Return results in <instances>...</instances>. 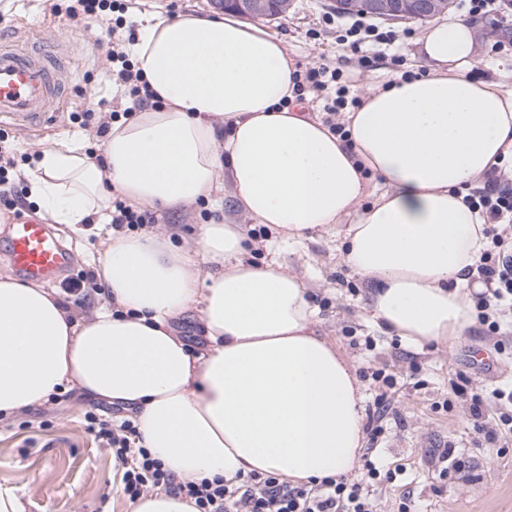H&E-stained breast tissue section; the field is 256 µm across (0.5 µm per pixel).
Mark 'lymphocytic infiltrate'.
Returning a JSON list of instances; mask_svg holds the SVG:
<instances>
[{"label": "lymphocytic infiltrate", "instance_id": "lymphocytic-infiltrate-1", "mask_svg": "<svg viewBox=\"0 0 512 512\" xmlns=\"http://www.w3.org/2000/svg\"><path fill=\"white\" fill-rule=\"evenodd\" d=\"M107 60L116 83L131 102L130 108L113 111V119L130 117L136 106H159V98L135 70L123 39L113 41ZM487 178V186L468 194L465 201L478 210L486 224V243L476 264L483 288L475 299L479 323L495 334L500 330V318L512 310V240L504 234L505 226L512 224V191L498 188L496 173H488ZM367 378L375 390L366 425L373 446L365 450L361 471L352 479L326 477L294 486L280 475L254 472L234 482L221 478L181 482L143 447L133 419L114 421L89 411L85 414L86 430L122 466L123 490L133 500L150 490L163 489L193 500L197 512H377L383 489L398 475L397 470L384 465L374 447L387 431L386 420L392 410L389 393L395 383L380 369L368 373ZM454 395L468 406L475 451L494 448L502 453L512 446V413L501 412L494 423L485 416L488 398L512 404V391L497 389L487 395L478 388L463 386Z\"/></svg>", "mask_w": 512, "mask_h": 512}]
</instances>
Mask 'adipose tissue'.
<instances>
[{
	"label": "adipose tissue",
	"instance_id": "1",
	"mask_svg": "<svg viewBox=\"0 0 512 512\" xmlns=\"http://www.w3.org/2000/svg\"><path fill=\"white\" fill-rule=\"evenodd\" d=\"M130 55L162 107L112 123L105 166L75 139L37 153L22 174L38 212L76 232L93 215L107 224L116 195L218 212L227 183L269 230L267 256L252 260L244 225L222 221L180 246L114 234L96 269L106 296L81 316L0 275V414L76 388L131 411L181 481L350 474L364 446L356 368L319 335L308 283L279 254L339 240L375 325L416 347L455 344L473 324L465 285L485 240L464 198L512 157V87L472 76L474 22L435 23L416 53L422 75L369 84L344 140L301 115L283 42L232 13L148 18ZM190 311L199 352L172 329Z\"/></svg>",
	"mask_w": 512,
	"mask_h": 512
}]
</instances>
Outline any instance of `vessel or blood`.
I'll return each mask as SVG.
<instances>
[{
	"mask_svg": "<svg viewBox=\"0 0 512 512\" xmlns=\"http://www.w3.org/2000/svg\"><path fill=\"white\" fill-rule=\"evenodd\" d=\"M54 47L0 43V124L29 128L61 109V84ZM7 256L19 275L56 281L70 257L43 221L21 217L12 224Z\"/></svg>",
	"mask_w": 512,
	"mask_h": 512,
	"instance_id": "vessel-or-blood-1",
	"label": "vessel or blood"
}]
</instances>
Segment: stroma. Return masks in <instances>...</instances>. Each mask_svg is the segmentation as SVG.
<instances>
[{"label": "stroma", "mask_w": 512, "mask_h": 512, "mask_svg": "<svg viewBox=\"0 0 512 512\" xmlns=\"http://www.w3.org/2000/svg\"><path fill=\"white\" fill-rule=\"evenodd\" d=\"M52 3L0 0V38L62 41L71 71L58 117L33 132L8 127L18 171L30 156L63 137L82 138L87 148L102 152L104 140L96 135L98 127L109 123L111 111L130 105L108 69L104 38L108 26L172 11H212L210 0H131L128 11L74 22L52 14ZM351 21V16L336 12L333 0H293L287 18L267 20L263 26L283 40L299 67L325 63L336 68L350 99L361 97L368 83L386 81L392 74L418 75L413 52L425 23L381 20L382 31L396 38L401 59L393 61V54L385 51L368 70L360 66L358 52L337 42L342 25ZM477 21L480 50L473 74L512 85V22L494 12L478 16ZM209 210V204L201 202L160 211L154 227L171 230L174 244L179 245L204 223ZM58 236L72 247L74 264L68 275L73 278L93 269L94 259L106 248L108 232L101 228L79 235L64 229ZM281 259L287 270L307 280L309 297L321 312V334L338 344L357 368L383 369L397 379L396 412L381 448L383 458L404 473L383 498L380 512H397L403 497L408 498L412 512H512V447L500 455L489 451L474 457L467 478H439L430 464L444 444L465 453L471 448L467 406L458 404L449 412L441 407L453 395L458 372H467L472 384L487 393L512 385V333H502L506 351L494 366L481 369L473 365L471 354L494 343L481 325H473L467 336L449 348H417L378 329L368 311L370 288L340 264L335 241L316 236L303 253L285 252ZM367 336L374 341L372 348L352 346V339ZM90 410L109 420L124 416L112 404L74 390L58 402L43 400L11 418L0 417V486L17 490L24 512H129L119 464L84 430V415Z\"/></svg>", "instance_id": "1"}]
</instances>
